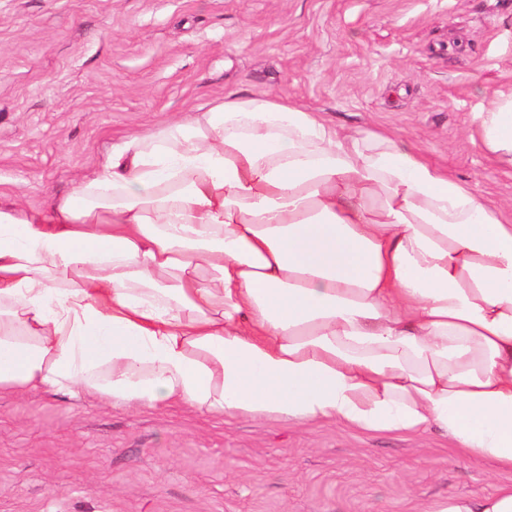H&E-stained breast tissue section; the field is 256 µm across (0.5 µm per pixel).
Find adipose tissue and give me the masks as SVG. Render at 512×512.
Wrapping results in <instances>:
<instances>
[{
  "label": "adipose tissue",
  "instance_id": "1",
  "mask_svg": "<svg viewBox=\"0 0 512 512\" xmlns=\"http://www.w3.org/2000/svg\"><path fill=\"white\" fill-rule=\"evenodd\" d=\"M512 166V86L473 113ZM0 390L361 432L512 471V217L402 139L267 95L0 209ZM427 512H512V486Z\"/></svg>",
  "mask_w": 512,
  "mask_h": 512
}]
</instances>
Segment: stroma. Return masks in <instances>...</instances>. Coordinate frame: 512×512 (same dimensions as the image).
I'll return each instance as SVG.
<instances>
[{
    "label": "stroma",
    "mask_w": 512,
    "mask_h": 512,
    "mask_svg": "<svg viewBox=\"0 0 512 512\" xmlns=\"http://www.w3.org/2000/svg\"><path fill=\"white\" fill-rule=\"evenodd\" d=\"M510 85L512 0H0V207L45 210L128 136L251 94L396 134L512 206L470 131ZM502 484L435 432L0 392V512H422Z\"/></svg>",
    "instance_id": "35a3bbf8"
}]
</instances>
